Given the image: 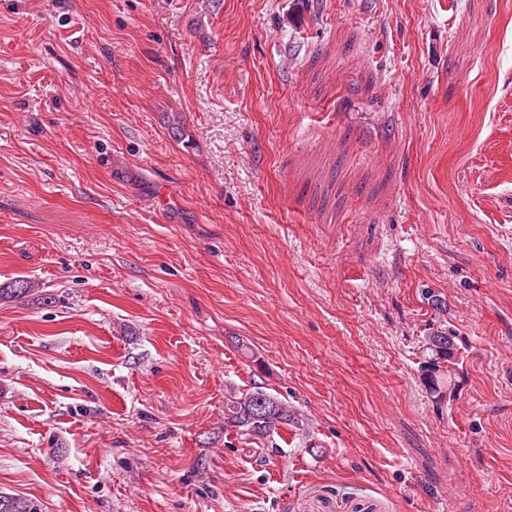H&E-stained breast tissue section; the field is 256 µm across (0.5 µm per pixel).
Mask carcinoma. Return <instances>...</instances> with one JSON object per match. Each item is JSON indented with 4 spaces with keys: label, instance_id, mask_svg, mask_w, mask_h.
Here are the masks:
<instances>
[{
    "label": "carcinoma",
    "instance_id": "carcinoma-1",
    "mask_svg": "<svg viewBox=\"0 0 512 512\" xmlns=\"http://www.w3.org/2000/svg\"><path fill=\"white\" fill-rule=\"evenodd\" d=\"M32 290L31 282L19 279L9 288H0V298H21ZM428 300L438 320L420 340L418 370L429 396L450 406L463 385L468 345L444 319L448 314L446 301L437 294L429 295ZM224 425L266 440L282 427L302 431L306 420L288 401L255 386L245 393L233 392L224 400ZM0 512H37V506L20 498L0 496Z\"/></svg>",
    "mask_w": 512,
    "mask_h": 512
}]
</instances>
